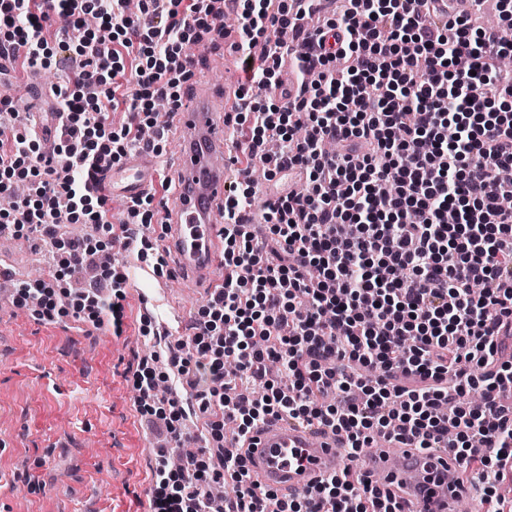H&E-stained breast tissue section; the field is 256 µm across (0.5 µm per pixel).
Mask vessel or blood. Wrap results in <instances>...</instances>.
I'll use <instances>...</instances> for the list:
<instances>
[{"label": "vessel or blood", "instance_id": "1", "mask_svg": "<svg viewBox=\"0 0 512 512\" xmlns=\"http://www.w3.org/2000/svg\"><path fill=\"white\" fill-rule=\"evenodd\" d=\"M18 80L28 90L30 109L38 110L46 95L39 72H22ZM236 108L234 91H203L176 113L178 186L155 213L162 249L175 270L209 289L216 288L213 272L224 259V204L235 182L245 177L233 162L224 125L217 122L218 115ZM156 176V160L135 151L122 163L104 165L98 191L111 201L140 199L151 194ZM341 445L331 430L273 420L258 426L240 449L260 491L280 497L308 491L335 474L343 466ZM365 469L398 488L404 512H458L465 496L455 463L410 445L378 451L367 458Z\"/></svg>", "mask_w": 512, "mask_h": 512}]
</instances>
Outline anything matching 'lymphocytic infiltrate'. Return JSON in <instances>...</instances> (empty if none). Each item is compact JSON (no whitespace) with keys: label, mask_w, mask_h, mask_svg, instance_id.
<instances>
[{"label":"lymphocytic infiltrate","mask_w":512,"mask_h":512,"mask_svg":"<svg viewBox=\"0 0 512 512\" xmlns=\"http://www.w3.org/2000/svg\"><path fill=\"white\" fill-rule=\"evenodd\" d=\"M212 0H0V54L43 68L73 59L54 86L57 145L16 130L11 99H0V194L27 191L0 210V234L56 227L59 215L90 225L62 242L57 261L76 276L102 252L100 233L129 244L95 183L101 164L155 142L157 99L182 104L192 78L182 45L217 31ZM321 0H243L239 55L245 81L232 119L237 163H267V177L304 175L301 190L268 201L258 237L245 214L252 189L224 205L225 275L178 344L175 372L133 375L138 407L184 444L187 412L178 388L197 387L206 418L205 463L185 451L161 470L150 512H212L214 485H232L227 512H266L245 458L225 447L224 428L242 439L260 423L289 418L344 437L352 458L376 438L453 452L486 512H505L496 487L512 463V361L501 358L512 329V0H498L497 25L473 28L436 0H344L336 18L304 31ZM57 27L60 37L44 32ZM137 51L134 84L124 55ZM300 76L294 93L276 80L283 63ZM130 114L120 130L111 112ZM112 302L85 291L60 306L53 283H23L18 306L42 321L86 315L122 327L125 273L99 265ZM479 389L480 403L469 393ZM276 512H401L396 493L343 468L313 490L284 498Z\"/></svg>","instance_id":"obj_1"}]
</instances>
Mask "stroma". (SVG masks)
I'll use <instances>...</instances> for the list:
<instances>
[{
    "instance_id": "35a3bbf8",
    "label": "stroma",
    "mask_w": 512,
    "mask_h": 512,
    "mask_svg": "<svg viewBox=\"0 0 512 512\" xmlns=\"http://www.w3.org/2000/svg\"><path fill=\"white\" fill-rule=\"evenodd\" d=\"M198 61L196 81L223 87L243 74L233 51L207 40L185 44ZM17 283L49 278L52 245H7ZM129 272L122 333L68 316L54 324L0 302V512H144L155 482L154 448L162 435L144 421L132 377L165 350L166 341L141 335L146 316L136 252L115 256ZM164 308L192 319L204 290L167 278Z\"/></svg>"
}]
</instances>
